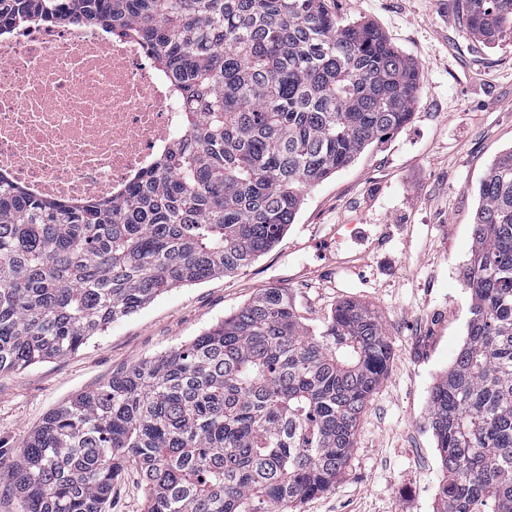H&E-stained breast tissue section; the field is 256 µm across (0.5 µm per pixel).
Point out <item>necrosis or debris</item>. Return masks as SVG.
Here are the masks:
<instances>
[{
    "label": "necrosis or debris",
    "mask_w": 512,
    "mask_h": 512,
    "mask_svg": "<svg viewBox=\"0 0 512 512\" xmlns=\"http://www.w3.org/2000/svg\"><path fill=\"white\" fill-rule=\"evenodd\" d=\"M183 116L140 41L80 26L0 41V171L38 197L121 193L153 167Z\"/></svg>",
    "instance_id": "1"
}]
</instances>
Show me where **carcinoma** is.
<instances>
[{
  "mask_svg": "<svg viewBox=\"0 0 512 512\" xmlns=\"http://www.w3.org/2000/svg\"><path fill=\"white\" fill-rule=\"evenodd\" d=\"M459 2L473 37L512 33V0ZM75 23L148 46L189 117L112 198L44 199L0 174V373L251 264L420 92L411 58L325 0H0V38ZM477 195L467 336L429 398L438 512H512V148ZM390 357L371 307L345 301L313 328L288 289L265 288L53 409L23 444L22 512H106L131 468L145 512H279L336 485Z\"/></svg>",
  "mask_w": 512,
  "mask_h": 512,
  "instance_id": "obj_1",
  "label": "carcinoma"
}]
</instances>
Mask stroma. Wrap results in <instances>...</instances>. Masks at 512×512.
Here are the masks:
<instances>
[{"instance_id":"stroma-1","label":"stroma","mask_w":512,"mask_h":512,"mask_svg":"<svg viewBox=\"0 0 512 512\" xmlns=\"http://www.w3.org/2000/svg\"><path fill=\"white\" fill-rule=\"evenodd\" d=\"M344 23H374L419 67L412 117L310 188L280 242L247 268L171 288L75 353L0 374V512L21 446L57 406L189 343L262 289L289 290L309 325L353 300L382 315L391 359L360 416L335 487L298 512H436L443 468L429 393L463 345L477 188L512 148V37L465 28L457 0H326Z\"/></svg>"}]
</instances>
